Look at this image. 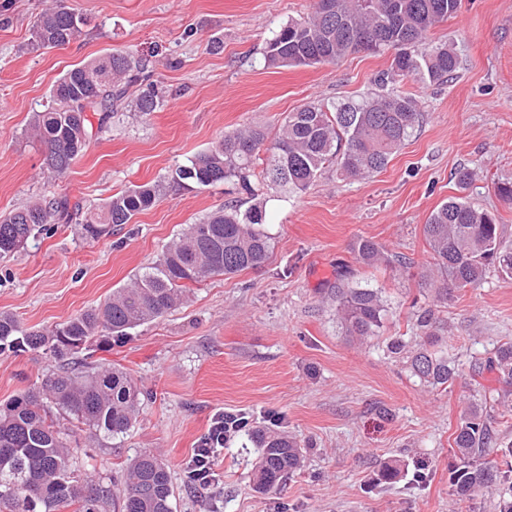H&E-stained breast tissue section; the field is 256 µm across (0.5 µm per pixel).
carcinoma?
Returning a JSON list of instances; mask_svg holds the SVG:
<instances>
[{
  "instance_id": "carcinoma-1",
  "label": "carcinoma",
  "mask_w": 512,
  "mask_h": 512,
  "mask_svg": "<svg viewBox=\"0 0 512 512\" xmlns=\"http://www.w3.org/2000/svg\"><path fill=\"white\" fill-rule=\"evenodd\" d=\"M461 0H316L305 18L291 20L266 42L264 67L334 64L351 53L393 52L389 69L378 76L380 91L331 105L311 103L291 112L274 135L258 126L224 133L211 147L177 166L170 181L193 189L233 182L253 200L241 209L226 205L203 222L190 225L177 239L104 301L50 330L23 328L10 313L0 312V351H40L59 363L40 386L13 395L0 405V509L3 512H59L78 505V512H110L120 500L121 512H173V484L166 464L141 453L126 468L118 495L112 486L78 473L76 454L82 439H107L129 431L139 413L140 391L122 368L101 365L79 354L92 343L112 345V338L154 321L180 305L187 283L230 276L263 265L272 252L266 228L262 189H307L328 168L345 178L365 179L386 169L420 125L415 97L389 85L398 78L447 82L459 60L446 43L429 42L430 32L458 14ZM86 20L62 5H49L36 16L33 48L68 44ZM149 60L134 52H110L64 73L52 85L49 104L32 114L30 137L43 147V167L54 178L67 174L86 147L92 124L88 113H100L99 125L126 109L148 114L164 97L153 88L130 90L145 80ZM159 184H143L116 193L94 209L66 197L43 198L0 215V258L24 247L50 225L81 218L84 238L98 240L112 227L128 224L154 205ZM423 233L431 252L426 281L433 301L447 303L457 288L473 287L490 267L512 278V242L495 216L462 197L441 204L428 217ZM354 251L367 265H390L393 256L371 238H359ZM403 264V261L396 262ZM386 306L373 288H336V321L345 335L360 343L379 335ZM423 343L411 350L401 339L387 345L406 354L412 374L432 388H448L459 369L432 350L441 341L433 311L416 315ZM512 387V340L495 348L486 363ZM487 398L470 401L453 437L450 486L460 502L493 491L496 512H512V442L497 443L503 459H487L495 433L484 418ZM259 448L252 473L255 491L277 488L302 467L306 446L281 431L251 432Z\"/></svg>"
}]
</instances>
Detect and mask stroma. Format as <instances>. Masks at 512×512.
Masks as SVG:
<instances>
[{"label": "stroma", "instance_id": "1", "mask_svg": "<svg viewBox=\"0 0 512 512\" xmlns=\"http://www.w3.org/2000/svg\"><path fill=\"white\" fill-rule=\"evenodd\" d=\"M62 4L86 25L68 45L35 51L32 24L46 0H0V213L39 197L102 204L162 180L225 132L273 131L308 102L377 92L375 79L391 62L387 52H359L335 64L264 68L266 41L306 17L314 0ZM432 38L455 48L458 74L443 84L396 81L417 99L422 123L385 170L364 180L329 170L303 191L265 190L274 248L261 268L191 285L178 308L94 351V361L125 368L142 405L127 434L83 445V475L120 485L124 464L147 451L170 469L175 512H462L449 494L453 433L468 398L499 387L493 374L476 380L468 369L512 339V279L489 270L480 285L433 306L422 279L430 262L423 226L462 195L512 237V208L496 191L512 184V0H462ZM214 39L221 49L211 47ZM113 51L149 56L147 81L164 105L141 117L114 114L67 175L51 178L26 134L29 120L66 71ZM462 168L471 174L464 190L455 178ZM246 199L231 183L168 186L153 207L100 240L84 239L77 223L58 224L0 259V311L25 328H53L129 283L189 224ZM361 237L406 256L413 269L361 264L353 249ZM339 283L380 291L387 316L370 343L353 341L337 323L330 290ZM430 306L461 368L444 390L422 384L385 348L395 336L417 344L415 314ZM52 367L37 351L0 354V402L39 386ZM219 411L308 441L301 472L281 489L256 492L260 450L241 433L214 456L218 488L192 486L185 463ZM388 464L400 470L389 485L378 480Z\"/></svg>", "mask_w": 512, "mask_h": 512}]
</instances>
